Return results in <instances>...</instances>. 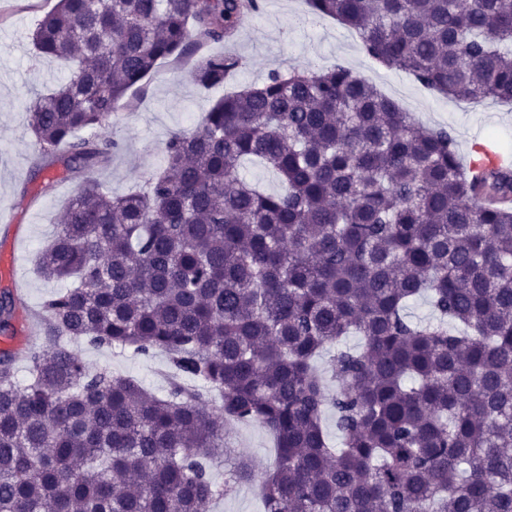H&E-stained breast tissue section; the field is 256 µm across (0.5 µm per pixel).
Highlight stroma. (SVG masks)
<instances>
[{
    "mask_svg": "<svg viewBox=\"0 0 512 512\" xmlns=\"http://www.w3.org/2000/svg\"><path fill=\"white\" fill-rule=\"evenodd\" d=\"M56 0H0V290L17 293V306L41 310L59 284L40 277L35 258L47 245L62 216L75 183L61 169L42 172L33 167L34 142L27 130L24 107L64 77L63 65L36 57L29 31ZM306 0H263L259 16L243 21L235 37L221 45H205L180 58L162 61L139 85L128 90L108 128L120 149L111 162L96 171L109 191L122 194L143 179L162 160L161 149L172 132L191 129L224 93L260 83L274 69H324L340 63L396 100L423 127L449 130L459 158L468 155L470 136L478 131L499 149L512 153V104L491 99L471 103L444 97L419 84L408 73L371 60L358 33L324 17L306 26ZM236 55L240 69L223 86L203 89L193 80L201 57L216 51ZM52 191H45L46 182ZM73 350L93 370L136 378L150 392L165 395L171 386L164 352L140 355L133 349L95 348L73 343ZM227 440L230 460L212 469L216 483L227 478L231 463L244 458L260 468L274 462L273 440L263 427L231 425Z\"/></svg>",
    "mask_w": 512,
    "mask_h": 512,
    "instance_id": "1",
    "label": "stroma"
}]
</instances>
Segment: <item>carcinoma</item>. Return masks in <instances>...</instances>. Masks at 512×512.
I'll return each instance as SVG.
<instances>
[{
	"instance_id": "1",
	"label": "carcinoma",
	"mask_w": 512,
	"mask_h": 512,
	"mask_svg": "<svg viewBox=\"0 0 512 512\" xmlns=\"http://www.w3.org/2000/svg\"><path fill=\"white\" fill-rule=\"evenodd\" d=\"M307 2L427 88L512 102V0ZM261 7L57 0L35 25L38 54L69 63L27 107L36 168L79 184L38 258L70 281L42 307L48 343L22 381L0 352V512H206L254 481L264 512H512V166L473 176L448 130L336 64L225 94L140 191L93 178L127 90ZM240 65L211 54L194 79ZM252 162L280 189L248 181ZM421 297L427 322L407 313ZM15 320L3 292L1 336ZM347 336L359 345L335 349ZM70 339L163 351L197 386L157 396ZM332 349L333 392L316 366ZM229 423L266 428L276 462L258 476L237 460L221 487Z\"/></svg>"
}]
</instances>
